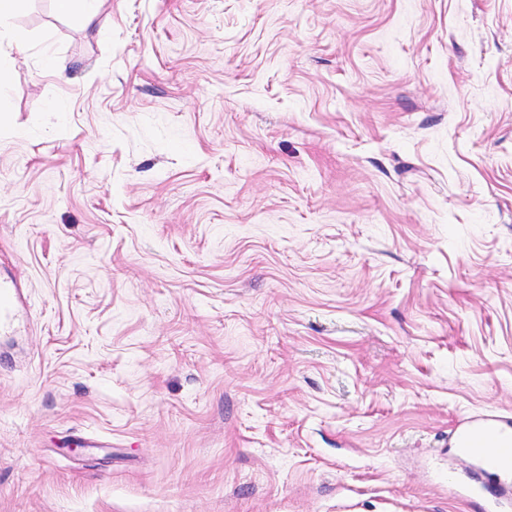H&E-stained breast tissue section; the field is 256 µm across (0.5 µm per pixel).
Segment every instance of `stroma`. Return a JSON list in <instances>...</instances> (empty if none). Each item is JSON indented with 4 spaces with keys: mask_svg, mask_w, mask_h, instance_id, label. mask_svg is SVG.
Wrapping results in <instances>:
<instances>
[{
    "mask_svg": "<svg viewBox=\"0 0 512 512\" xmlns=\"http://www.w3.org/2000/svg\"><path fill=\"white\" fill-rule=\"evenodd\" d=\"M13 25L0 512H512V0ZM491 437L494 440L492 448L483 445L469 448L470 457L479 467L500 472L512 471V436L492 432Z\"/></svg>",
    "mask_w": 512,
    "mask_h": 512,
    "instance_id": "stroma-1",
    "label": "stroma"
}]
</instances>
